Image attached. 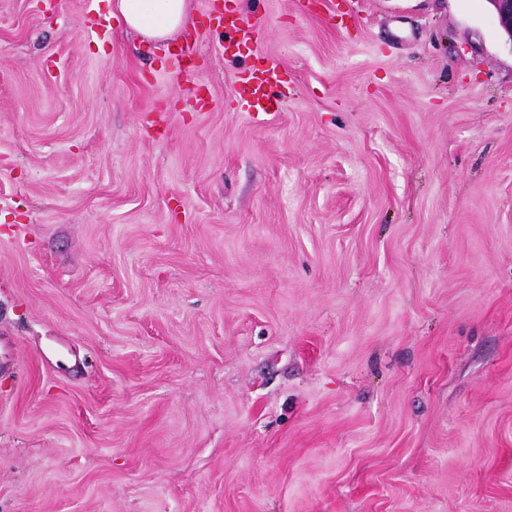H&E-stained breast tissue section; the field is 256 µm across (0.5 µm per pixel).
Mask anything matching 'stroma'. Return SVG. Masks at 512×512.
Masks as SVG:
<instances>
[{"label":"stroma","instance_id":"obj_1","mask_svg":"<svg viewBox=\"0 0 512 512\" xmlns=\"http://www.w3.org/2000/svg\"><path fill=\"white\" fill-rule=\"evenodd\" d=\"M224 2L0 0V512H512V40ZM189 0H115L110 16L118 15L125 27L145 41L163 40L187 27L192 13ZM206 16L211 23L214 21L217 27H231L238 32L243 33V37H247L252 29V25L241 17H237L217 5V0H209L207 2ZM276 65L254 71L242 82V95L246 96L249 112H269L278 103L272 102L268 91L274 85L282 82Z\"/></svg>","mask_w":512,"mask_h":512}]
</instances>
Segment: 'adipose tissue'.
I'll return each instance as SVG.
<instances>
[{
    "mask_svg": "<svg viewBox=\"0 0 512 512\" xmlns=\"http://www.w3.org/2000/svg\"><path fill=\"white\" fill-rule=\"evenodd\" d=\"M113 12L142 40H163L191 22L188 0H114Z\"/></svg>",
    "mask_w": 512,
    "mask_h": 512,
    "instance_id": "1",
    "label": "adipose tissue"
}]
</instances>
